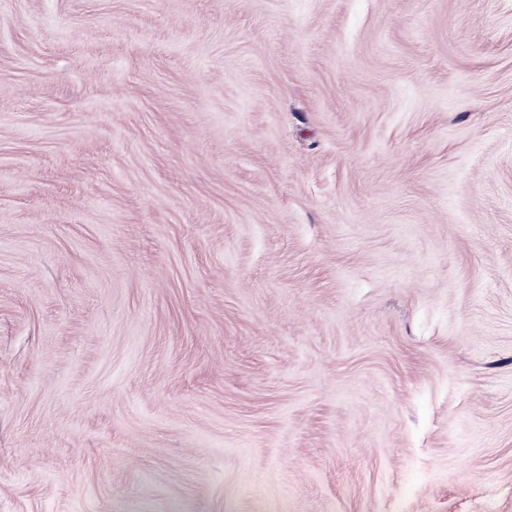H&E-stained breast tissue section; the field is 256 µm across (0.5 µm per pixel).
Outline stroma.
<instances>
[{"label":"stroma","mask_w":512,"mask_h":512,"mask_svg":"<svg viewBox=\"0 0 512 512\" xmlns=\"http://www.w3.org/2000/svg\"><path fill=\"white\" fill-rule=\"evenodd\" d=\"M0 512H512V0H0Z\"/></svg>","instance_id":"1"}]
</instances>
